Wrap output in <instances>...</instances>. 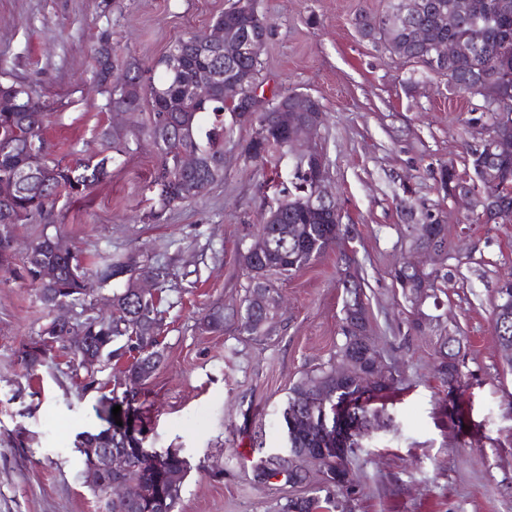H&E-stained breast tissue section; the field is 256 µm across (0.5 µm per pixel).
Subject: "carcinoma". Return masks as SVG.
<instances>
[{"label":"carcinoma","mask_w":512,"mask_h":512,"mask_svg":"<svg viewBox=\"0 0 512 512\" xmlns=\"http://www.w3.org/2000/svg\"><path fill=\"white\" fill-rule=\"evenodd\" d=\"M499 0H468L469 9L457 15L450 27L439 24L440 17L456 15L459 0H421L420 9L414 13L415 22L429 32L426 41H417L412 30L404 25L390 28L387 21L390 11L403 6V0H389L387 10L378 15H360L356 26L362 37L377 40L395 55L414 62L428 63L430 48L443 40L469 42L477 38L474 51L469 57L450 58L444 69L438 71L448 77V87L480 97L472 111L480 113L477 120L482 125L493 124L494 112L486 109V95L482 92L487 77L494 74L499 83L495 84L496 96L505 100L512 110V11L497 8ZM169 50L182 53L184 66L174 73L157 61L144 68L137 63H121L112 47L109 36L101 37L94 50L95 71L92 75L93 88L106 96L105 108L137 111L144 96L152 100L153 111L143 113L139 125L131 129L108 128L103 131V140L109 155L94 162L90 159H76L64 164L51 157L43 128L35 130L23 123V115L31 108L46 109V104L32 96L23 83L0 86V270L9 271L20 279H28L37 285L42 304L53 310L60 306H73L83 297L85 277H95L112 291L106 298L112 301L114 314L112 322H97L93 315H87L77 322L80 330L92 337L93 354L109 364L114 357L125 355L131 358L123 372L126 389L123 396L130 401L121 406L122 427L112 424V436L128 440L134 447L141 436L147 433L135 403L146 396L144 385L146 375L160 365L163 353L158 348L157 335L161 327L162 311L159 297L143 301L128 293L122 287L128 275L147 274L154 269L133 255L114 257L99 254L88 268L74 254L61 253L52 247V236L42 232L32 241L27 261L20 270L12 268L13 256L5 246V239L11 235L8 226L12 218L22 214L31 224L55 223L56 204L64 198L72 202L84 200L100 180L110 174L108 162L117 163L121 158L133 154L139 147V137L146 134L155 142L159 158L150 191L154 203L141 217L144 224H157L168 209L187 202L209 186L224 179V135L227 126L224 116L236 114L239 105L227 102L220 91H214L205 98H190L184 89L200 78L205 72L224 71V57L212 52L207 43V33H194L170 45ZM238 67L251 73L255 91L262 84V63L244 59ZM288 147L285 131L270 126L259 140L252 139L242 145V153L251 160H265L278 149ZM41 151L39 165L41 178L34 185L15 190L8 196L1 195L3 187L10 184L16 172L30 165L29 152ZM193 153L197 156L195 167L180 166V155ZM497 179L504 183L512 177V154L499 156L494 161ZM295 191L283 195L282 202L288 207L281 210L271 224L260 228L271 233V247L262 258L254 257L243 246L236 253L238 264L250 279L242 307H247L258 288L279 295L270 279L273 274L288 277L309 266L328 250L341 245L345 236L336 232V223L330 211L312 209L305 198L312 192V183L307 174L296 169ZM483 194H489L493 201L479 207L475 221L484 224L512 223V191L493 184H483ZM52 265L60 271L54 281L39 279L42 267ZM393 278L402 293H411L422 282L435 285L437 277L430 273L407 272L403 268L394 270ZM265 312L258 309L247 315H240V330L254 337H263L266 330L262 322ZM494 331L500 347L512 345V309L506 311L494 307ZM343 339L336 346V352L328 362L307 373L290 391L287 408L301 409L307 405V387L321 385L325 396L338 403L343 397H350L348 414L356 415L357 421L367 419L370 414L368 402L356 396L348 379L336 373V363L350 354L354 337L346 326H341ZM64 329L50 336V340L39 339L43 355L19 351L20 361L26 372L34 374L47 363L49 354L57 348L65 349ZM349 470V463L323 459L318 463H300L289 469L279 462L260 459L255 465V479L264 483L281 472L287 473V480L294 486H308L313 475L320 476V485L326 490L325 498L308 495L291 496L279 506V512H311L312 509H329V512H350L348 495L337 484ZM188 472V463L177 453L169 455L157 469L146 459L134 458L131 475L157 486L169 508L176 507L183 480ZM105 499L106 512H155L149 501L137 504L121 500H110L101 489L94 490Z\"/></svg>","instance_id":"1"}]
</instances>
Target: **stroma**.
<instances>
[{
  "label": "stroma",
  "mask_w": 512,
  "mask_h": 512,
  "mask_svg": "<svg viewBox=\"0 0 512 512\" xmlns=\"http://www.w3.org/2000/svg\"><path fill=\"white\" fill-rule=\"evenodd\" d=\"M233 0H0V84H26L47 102L43 122L53 155L101 158L112 123L91 88V53L110 33L121 59L149 65L172 42L211 25ZM388 0H257L272 22L264 46L265 96L288 90L323 107L316 142L328 162L326 185L350 234L344 249L363 283L369 332L396 389L378 403L364 448L353 456L352 512H512V364L493 333L503 280L512 279V223L476 222L440 186L442 165L473 179L467 122L476 99L449 90L421 63L363 38L355 18ZM254 127L232 125L224 179L143 224L157 158L149 138L112 167L79 202L59 201L64 221L49 226L85 261L138 252L168 267L159 340L164 360L146 384L142 412L153 447L189 462L175 512H274L294 490L278 477L254 479L260 458L284 444L282 412L293 385L326 362L340 341L346 291L338 255L328 252L276 280L285 304L271 336L251 340L234 316L249 285L236 261L280 191L297 151L277 165L246 159ZM411 206L413 215L402 213ZM442 216L452 277L419 309L424 333L410 331L413 304L392 278L412 256V216ZM224 311V330L204 318ZM49 319L30 281L0 282V512H101L81 475L76 435L95 431L97 411L125 361L98 372L100 389L54 351L27 376L18 352ZM460 341L462 387L449 394L436 366L445 337Z\"/></svg>",
  "instance_id": "stroma-1"
}]
</instances>
